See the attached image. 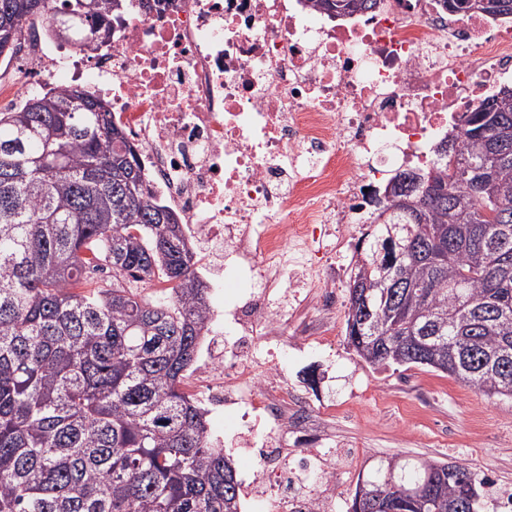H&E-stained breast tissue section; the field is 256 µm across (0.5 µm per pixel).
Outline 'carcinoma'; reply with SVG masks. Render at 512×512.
Masks as SVG:
<instances>
[{
    "mask_svg": "<svg viewBox=\"0 0 512 512\" xmlns=\"http://www.w3.org/2000/svg\"><path fill=\"white\" fill-rule=\"evenodd\" d=\"M0 0V58L25 27L91 57L123 0ZM481 11L511 17L512 0ZM353 16L377 0H307ZM69 27L60 37L58 26ZM463 146L455 148L457 139ZM445 160L384 187L354 284L371 289L345 339L372 366L426 367L512 400V87L467 112L436 147ZM179 217L153 199L135 150L93 93L58 86L0 112V512H241L231 461L181 388L211 303ZM112 267V287L90 274ZM171 284L154 301L121 279ZM430 336L437 367L413 337ZM358 478L349 512H479L472 469L394 456ZM392 478L394 485L386 482ZM437 484L425 503L402 494Z\"/></svg>",
    "mask_w": 512,
    "mask_h": 512,
    "instance_id": "carcinoma-1",
    "label": "carcinoma"
}]
</instances>
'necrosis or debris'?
Here are the masks:
<instances>
[{
	"label": "necrosis or debris",
	"instance_id": "1",
	"mask_svg": "<svg viewBox=\"0 0 512 512\" xmlns=\"http://www.w3.org/2000/svg\"><path fill=\"white\" fill-rule=\"evenodd\" d=\"M111 46L73 59L35 49L42 77L89 82L137 149L155 199L180 217L215 287L242 283L235 335L194 398L242 411L254 481L269 512H331L337 469L308 483L325 433L289 387V344L332 336L345 248L373 210L388 165L437 163L449 126L512 78V23L439 0H378L345 21H313L302 0H125ZM305 255L317 293L271 296L287 252Z\"/></svg>",
	"mask_w": 512,
	"mask_h": 512
}]
</instances>
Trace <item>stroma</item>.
Segmentation results:
<instances>
[{
	"label": "stroma",
	"mask_w": 512,
	"mask_h": 512,
	"mask_svg": "<svg viewBox=\"0 0 512 512\" xmlns=\"http://www.w3.org/2000/svg\"><path fill=\"white\" fill-rule=\"evenodd\" d=\"M346 314L339 308L328 341L289 349L280 361L289 383L336 403V417L323 423L333 447L359 445L356 459L340 467L334 512H346L360 472L395 455L468 464L487 480L481 512H495L499 496L512 493V401L439 372L370 367L346 343Z\"/></svg>",
	"instance_id": "1"
}]
</instances>
